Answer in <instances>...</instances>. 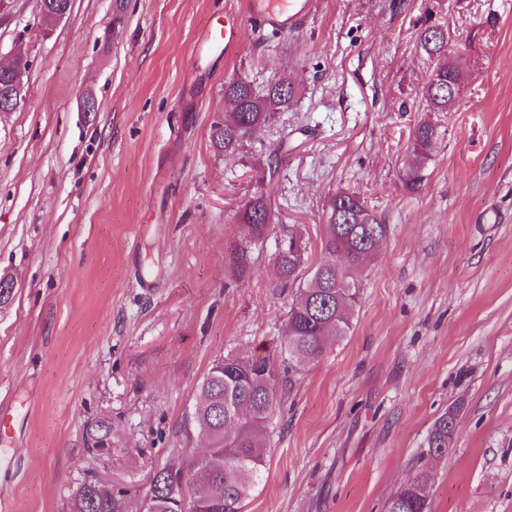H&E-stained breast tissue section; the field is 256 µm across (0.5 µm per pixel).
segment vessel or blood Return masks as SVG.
<instances>
[{
    "label": "vessel or blood",
    "mask_w": 512,
    "mask_h": 512,
    "mask_svg": "<svg viewBox=\"0 0 512 512\" xmlns=\"http://www.w3.org/2000/svg\"><path fill=\"white\" fill-rule=\"evenodd\" d=\"M310 9V0H245L241 13H225L224 21L212 28L210 43L227 49L237 45L243 24H256L274 31H284Z\"/></svg>",
    "instance_id": "1"
}]
</instances>
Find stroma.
<instances>
[{"mask_svg":"<svg viewBox=\"0 0 512 512\" xmlns=\"http://www.w3.org/2000/svg\"><path fill=\"white\" fill-rule=\"evenodd\" d=\"M240 2L72 0L49 32L37 0L0 15V59L29 64L0 112V512H66L93 475L136 496L153 468L187 465L205 451L186 426L195 389L230 353L279 373L244 512H381L418 474L432 512H512V0H312L288 31L204 45ZM427 21L465 74L430 115ZM283 72L298 103L216 153L225 81ZM424 116L437 136L411 192ZM339 190L389 234L349 335L288 378L276 238L235 275L238 212L264 194L276 237L302 227L316 246ZM452 406V449L429 457ZM437 135L435 125L428 121L417 124L412 132L413 150L404 172V185L408 190H416L421 184V169L428 158V149Z\"/></svg>","mask_w":512,"mask_h":512,"instance_id":"35a3bbf8","label":"stroma"}]
</instances>
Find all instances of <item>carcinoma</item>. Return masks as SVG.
<instances>
[{
    "label": "carcinoma",
    "instance_id": "cac0c4a2",
    "mask_svg": "<svg viewBox=\"0 0 512 512\" xmlns=\"http://www.w3.org/2000/svg\"><path fill=\"white\" fill-rule=\"evenodd\" d=\"M426 55L436 61L431 78L421 90L429 111L446 112L454 103L451 88H460L458 66L448 62V30L426 23L419 31ZM300 95V88L283 75L263 88L238 78L224 83V102L230 111L210 127V141L221 153H235L252 133L274 121ZM437 135L428 121L412 132L413 150L404 172V185L416 190L428 149ZM325 235L320 260L305 273L297 236L277 248L273 263L283 287L294 290L289 305L281 352L302 368L323 357L325 338H342L351 330L349 313L356 306L365 270L378 254L388 227L361 200L337 192L325 206ZM240 222L246 241L231 260L237 273L247 271L251 245L266 239L272 220L262 194L242 206ZM277 404L273 366L263 355H227L215 359L197 387L190 420L207 441L208 453L196 458L188 471L171 467L152 472L144 493L132 509L127 493L97 478L86 480L68 506V512H243L245 501L264 478L267 421ZM456 411L435 420L427 437L428 454H448L455 433ZM416 476L385 502V512H431L421 497ZM191 487L190 495L184 487Z\"/></svg>",
    "mask_w": 512,
    "mask_h": 512
}]
</instances>
